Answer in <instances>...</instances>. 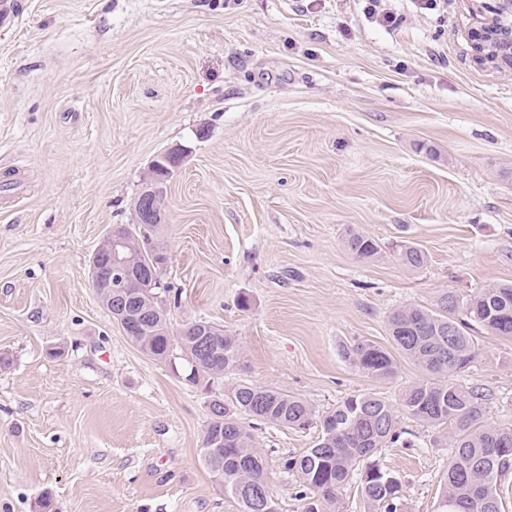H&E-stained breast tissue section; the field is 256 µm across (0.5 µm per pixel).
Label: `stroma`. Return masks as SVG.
<instances>
[{"label":"stroma","instance_id":"stroma-1","mask_svg":"<svg viewBox=\"0 0 512 512\" xmlns=\"http://www.w3.org/2000/svg\"><path fill=\"white\" fill-rule=\"evenodd\" d=\"M371 23L360 0H17L0 28V512H238L199 456L210 394L144 353L91 285L113 226L136 221L150 165L184 158L154 239L171 332L203 318L240 339L228 383L287 392L310 424L255 423L279 512L285 459L346 397L400 407L420 369L396 309L512 281V69L473 58L481 0ZM373 239L363 259L347 231ZM412 244L421 268L401 264ZM457 384L512 427V339L478 331ZM392 353L375 380L344 359ZM375 455L399 512H437L438 431L401 417ZM344 357L374 379L386 380L395 373V359L384 349L364 339H355L344 347Z\"/></svg>","mask_w":512,"mask_h":512}]
</instances>
